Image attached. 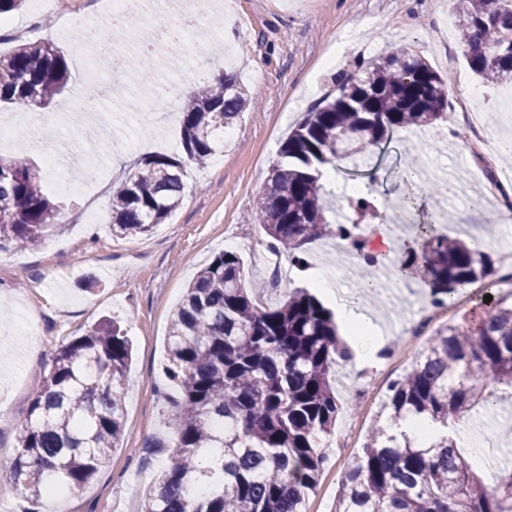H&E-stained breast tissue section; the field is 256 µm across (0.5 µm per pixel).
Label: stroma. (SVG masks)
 <instances>
[{
  "mask_svg": "<svg viewBox=\"0 0 512 512\" xmlns=\"http://www.w3.org/2000/svg\"><path fill=\"white\" fill-rule=\"evenodd\" d=\"M224 22L223 50H210L197 70L168 68L142 89L140 70L130 64L113 70L101 63L98 82L112 88L101 112L112 120L93 138L74 120L85 109L82 96L88 83L77 50L78 34H55L53 43L66 56L70 81L62 97L42 112V127L54 134L63 172H96L92 191L72 194L44 181L49 197L61 209V227L37 250H0V468L16 455L17 427L25 417L33 387L47 373L62 342L83 333L103 317L117 318L134 348L124 396V430L108 451L94 479L66 493L62 512H141L146 487L157 478L173 435L170 402L176 389L165 377L170 319L196 273L221 252L243 260L246 281L264 283L263 304L279 302L289 287H307L311 269H320L334 297H323L327 308L342 298L365 308L381 328L382 356L405 352L402 363L367 367L373 347L352 345V358L335 368L331 381L343 402L333 437L327 439L329 464L308 501L309 512H335L336 490L347 461L362 447L365 430L379 410L390 381L414 365L428 344L411 334L413 321L430 309L421 266L409 267L402 288L377 289L365 296L358 286L349 257L326 235L303 247L305 266H296L285 251L269 264V239L256 223V203L265 191L272 165L287 134L325 96L335 95L338 79L357 62H372L393 46L424 57L446 80L448 98L457 111L473 106L471 88H481L482 110L500 142L512 141V111H503V87L482 85L470 74L450 27L445 0H224L212 11ZM354 42H345L350 32ZM236 70L253 99L225 131L216 153L202 166L187 164L186 189L178 210L145 237L112 236L108 199L133 160L155 153L176 152L179 120H167L158 110L187 76L204 78L213 66ZM445 122L394 132L374 168L386 177L376 186L390 205L403 200L406 188L392 172L415 162L429 170L432 182H453V195L429 192L413 213L412 225L390 224L385 229L363 225L369 250L385 253L379 278L393 279L396 257L423 251L427 239L417 230L429 224L434 234L480 241L494 261L512 255V221H504L469 172L467 144L456 154L444 147ZM95 236H88V227ZM512 302V289L498 276L479 287L455 294L458 311L441 316L438 327L462 317L484 316L486 297ZM38 344L41 360L30 366L27 351ZM494 409L477 406L466 422L469 445L464 448L474 472L486 485L512 469V388L497 387ZM351 436L340 447V436Z\"/></svg>",
  "mask_w": 512,
  "mask_h": 512,
  "instance_id": "stroma-1",
  "label": "stroma"
}]
</instances>
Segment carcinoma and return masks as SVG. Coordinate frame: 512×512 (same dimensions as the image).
Wrapping results in <instances>:
<instances>
[{"instance_id":"1","label":"carcinoma","mask_w":512,"mask_h":512,"mask_svg":"<svg viewBox=\"0 0 512 512\" xmlns=\"http://www.w3.org/2000/svg\"><path fill=\"white\" fill-rule=\"evenodd\" d=\"M462 54L484 83L512 80V0H448ZM497 47L498 55L487 51ZM63 52L35 42L0 52V103L47 106L67 88ZM251 105L233 72L198 86L181 103V154L142 157L113 185L112 235H148L181 205L186 162L203 165L219 133ZM448 108L445 79L421 56L396 49L339 82L337 95L305 113L272 166L255 220L303 264L297 251L325 234L361 252L360 225L331 222L322 195L324 168L347 159L370 166L375 148L398 128L428 126ZM27 149L0 156V249L45 244L59 211L43 192L44 172ZM360 219L379 214L368 194L349 198ZM421 263L432 303L484 281L492 261L448 237H432ZM174 436L144 512H308L328 464L325 441L343 408L331 384L350 352L332 313L312 294L292 290L274 307L245 285L241 258L216 255L188 286L168 335ZM132 344L118 321L103 320L62 343L35 389L0 491L40 498L79 487L97 472L124 429L123 382ZM512 387V305L492 304L480 321L430 337L423 358L392 381L358 452L340 477L336 512H512V472L486 488L459 452L453 427L494 388ZM439 424L421 448L397 433L408 415Z\"/></svg>"}]
</instances>
